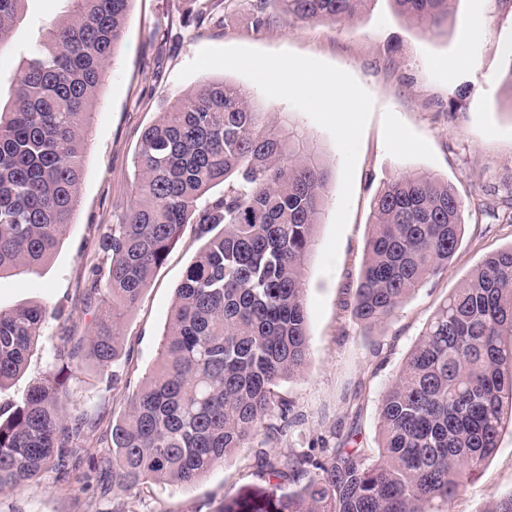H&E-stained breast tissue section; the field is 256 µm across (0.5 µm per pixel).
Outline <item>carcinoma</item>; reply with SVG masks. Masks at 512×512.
<instances>
[{
	"mask_svg": "<svg viewBox=\"0 0 512 512\" xmlns=\"http://www.w3.org/2000/svg\"><path fill=\"white\" fill-rule=\"evenodd\" d=\"M26 0H0V50ZM42 31L0 108V276L37 272L78 205L93 102L133 0H69ZM299 20L340 24L372 0H273ZM438 29L451 0H392ZM134 199L103 248L112 304L85 345L65 336L52 368L0 409V488L53 474L67 484L101 465L119 487H188L239 448L280 496L262 505L224 498L214 512H446L512 423V245L480 262L423 328L382 397L377 448L277 451L291 404L279 383L307 363L306 277L329 193L311 134L291 117L268 120L249 88L205 81L146 127L134 157ZM218 195H210L216 186ZM464 201L442 176L408 171L374 198L352 314L388 323L404 301L448 268ZM194 225L200 242L176 288L157 366L112 424V458L81 456L97 425L70 380L86 358L122 356L120 320ZM50 306L0 312V388L25 368Z\"/></svg>",
	"mask_w": 512,
	"mask_h": 512,
	"instance_id": "carcinoma-1",
	"label": "carcinoma"
}]
</instances>
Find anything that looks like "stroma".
I'll use <instances>...</instances> for the list:
<instances>
[{"instance_id":"1","label":"stroma","mask_w":512,"mask_h":512,"mask_svg":"<svg viewBox=\"0 0 512 512\" xmlns=\"http://www.w3.org/2000/svg\"><path fill=\"white\" fill-rule=\"evenodd\" d=\"M255 0H134L124 36L93 105L79 203L71 224L38 273L0 277V311L49 303V320L22 375L0 387V404L20 400L40 377L58 346L60 327L75 335L95 330L99 311L87 300L92 278H106L103 239L119 223L131 196L134 155L142 131L161 112L204 81L244 76L208 70L187 79L178 72L206 47L291 51L349 72L372 96L374 110L358 155L349 219L335 270L319 264L337 210L342 157L330 134L303 112L253 89L263 111L294 113L314 136L331 170L328 201L308 266L306 311L310 352L304 369L279 388L292 405L293 424L278 449L335 446L353 436L358 447L379 441V406L439 304L486 255L512 244V87L504 79L512 61V0H452L447 24L423 29L395 9L392 0H371L359 20L341 25L311 23L284 15L271 0L267 27L255 28ZM67 0H26L10 44L0 50V101L9 102L16 80L45 25L62 18ZM480 22L484 36L467 39ZM424 170L448 179L466 202L465 234L448 270L426 282L384 325L357 321L351 312L370 233L372 203L383 183L398 173ZM198 244L192 225L152 277L137 308L121 323L128 363L116 370L86 361L71 389L82 409L98 416L96 430L81 438L84 456L112 452L110 430L126 410V395L155 367L174 290ZM122 383L113 386V374ZM251 451L215 466L183 490L155 483L147 492L121 488L96 471L85 481L53 484L42 477L0 490V512H112L113 502L130 512H200L259 485ZM512 492V427L504 426L498 447L478 479L450 504V512H486Z\"/></svg>"}]
</instances>
